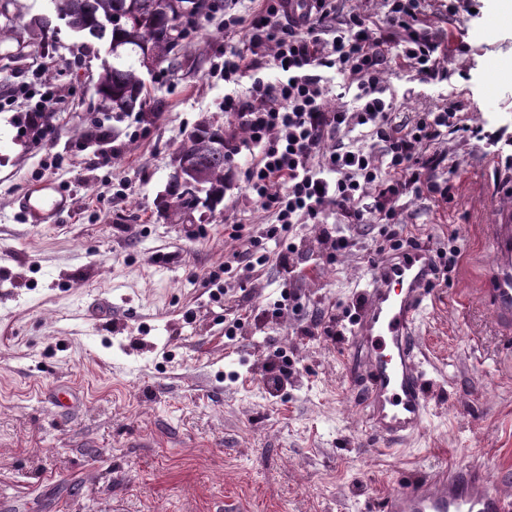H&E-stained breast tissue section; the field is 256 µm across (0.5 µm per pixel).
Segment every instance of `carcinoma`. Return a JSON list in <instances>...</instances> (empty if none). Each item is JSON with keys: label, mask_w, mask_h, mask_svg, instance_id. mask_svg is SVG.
I'll return each mask as SVG.
<instances>
[{"label": "carcinoma", "mask_w": 512, "mask_h": 512, "mask_svg": "<svg viewBox=\"0 0 512 512\" xmlns=\"http://www.w3.org/2000/svg\"><path fill=\"white\" fill-rule=\"evenodd\" d=\"M55 15L78 33L107 40L112 46V65L103 69L96 86L102 103L114 112L145 114L147 99L142 97V70L170 62L175 50L194 29L196 22L211 10V0H51ZM112 16L124 23L111 28L97 27L96 19ZM191 171L184 177L195 183L198 194L210 199L224 191V139L187 135L178 149ZM168 217L178 218L195 208L194 197L171 179L166 191Z\"/></svg>", "instance_id": "cac0c4a2"}]
</instances>
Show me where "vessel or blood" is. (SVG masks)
Segmentation results:
<instances>
[{
  "label": "vessel or blood",
  "instance_id": "vessel-or-blood-1",
  "mask_svg": "<svg viewBox=\"0 0 512 512\" xmlns=\"http://www.w3.org/2000/svg\"><path fill=\"white\" fill-rule=\"evenodd\" d=\"M70 205L59 185L44 181L27 191L18 208L26 223L45 227L55 224ZM486 241L493 256V316L510 326L512 206L499 208ZM432 280V254L419 251L398 263L380 264L362 293L350 345L366 375L364 428L380 447L419 434L430 413L413 331ZM380 512H512V494L491 484L483 469L439 466L410 474L382 500Z\"/></svg>",
  "mask_w": 512,
  "mask_h": 512
}]
</instances>
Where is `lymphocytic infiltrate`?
<instances>
[{
    "label": "lymphocytic infiltrate",
    "mask_w": 512,
    "mask_h": 512,
    "mask_svg": "<svg viewBox=\"0 0 512 512\" xmlns=\"http://www.w3.org/2000/svg\"><path fill=\"white\" fill-rule=\"evenodd\" d=\"M250 16L224 8L225 34H242L214 73L239 93L225 95L234 136L228 164L245 153L244 200L263 220L252 232L232 223L231 238L249 246L224 260L225 272L273 262L290 270L294 225L316 224L329 246L327 261L355 249L354 224H375L382 244L370 257L408 255L425 241L407 231L408 202L452 200L455 146L496 135L462 117L457 99L421 102L401 112L387 91L400 71L422 82L448 77V32L442 21L470 11V0H258ZM334 71L337 85L324 72ZM61 95L45 72L0 98V112L24 110V127L40 133L59 110ZM277 251L269 253L266 242Z\"/></svg>",
    "instance_id": "f902f5d3"
}]
</instances>
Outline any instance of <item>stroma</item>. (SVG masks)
<instances>
[{
  "label": "stroma",
  "instance_id": "1",
  "mask_svg": "<svg viewBox=\"0 0 512 512\" xmlns=\"http://www.w3.org/2000/svg\"><path fill=\"white\" fill-rule=\"evenodd\" d=\"M492 3L459 14L469 50L449 60L447 81L407 73L393 92L462 100L468 119L512 139V79L487 85L512 62V25ZM50 10L49 0H0L14 20L0 43V97L37 70L65 95L38 139L21 113L0 112V512H376L405 474L443 463L481 467L512 493V329L494 321L481 242L512 178L494 152L463 147L453 202L410 207L414 236L460 255L418 318L433 413L383 451L363 427L348 338L296 333L314 316L349 328L377 230L363 227L360 251L331 264L317 225H297L293 273L270 263L220 289L210 273L248 245L230 239L227 221L261 220L241 203L245 166L217 205L178 221L161 212L182 140L200 123L224 126V82L211 69L242 38L210 40L223 12L201 19L175 65L144 72L158 103L147 123L96 95L107 43L59 20L40 32ZM44 180L72 206L34 229L16 200ZM230 313L242 318L232 336ZM272 367L284 371L277 390L264 384Z\"/></svg>",
  "mask_w": 512,
  "mask_h": 512
}]
</instances>
